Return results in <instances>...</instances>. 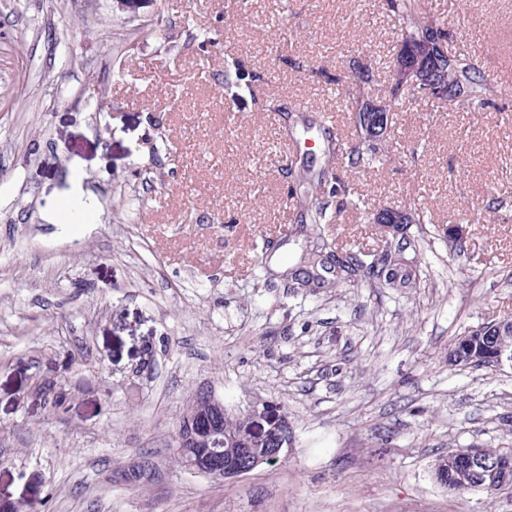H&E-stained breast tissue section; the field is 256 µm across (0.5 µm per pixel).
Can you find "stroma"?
Instances as JSON below:
<instances>
[{
    "label": "stroma",
    "mask_w": 512,
    "mask_h": 512,
    "mask_svg": "<svg viewBox=\"0 0 512 512\" xmlns=\"http://www.w3.org/2000/svg\"><path fill=\"white\" fill-rule=\"evenodd\" d=\"M419 2L494 103L395 108L381 165L349 179L371 207L429 211L408 230L417 287L309 292L285 275L304 250L287 228L309 221L289 171L335 162L293 106L353 140L336 81L353 60L390 101L385 0H0V512H512V488L431 476L462 446L512 450V369L446 361L512 310V0ZM88 86L110 106L97 120ZM325 232L384 240L347 205ZM203 387L258 428L285 422L276 464L181 466ZM461 449L463 448L449 451L448 456L445 455L439 458L433 467L435 480L444 488H446L448 492L454 494L473 492L472 490L468 489L463 473L451 465L450 454L455 451L459 452ZM439 475L440 479H438Z\"/></svg>",
    "instance_id": "35a3bbf8"
}]
</instances>
